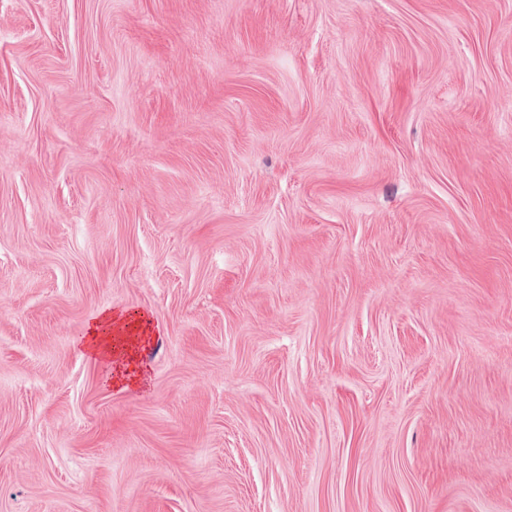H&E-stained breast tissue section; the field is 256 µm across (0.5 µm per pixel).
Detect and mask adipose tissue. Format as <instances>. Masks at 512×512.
<instances>
[{
    "label": "adipose tissue",
    "instance_id": "ef3b65f1",
    "mask_svg": "<svg viewBox=\"0 0 512 512\" xmlns=\"http://www.w3.org/2000/svg\"><path fill=\"white\" fill-rule=\"evenodd\" d=\"M155 334L145 311L106 308L90 314L77 347L81 354L110 366L112 384L127 389L138 385L141 353Z\"/></svg>",
    "mask_w": 512,
    "mask_h": 512
}]
</instances>
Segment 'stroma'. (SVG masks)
Instances as JSON below:
<instances>
[{"label": "stroma", "mask_w": 512, "mask_h": 512, "mask_svg": "<svg viewBox=\"0 0 512 512\" xmlns=\"http://www.w3.org/2000/svg\"><path fill=\"white\" fill-rule=\"evenodd\" d=\"M0 512H512V0H0ZM154 336L153 320L145 311L106 308L90 314L76 345L81 354L107 365L112 384L128 389L139 384L141 353Z\"/></svg>", "instance_id": "stroma-1"}]
</instances>
